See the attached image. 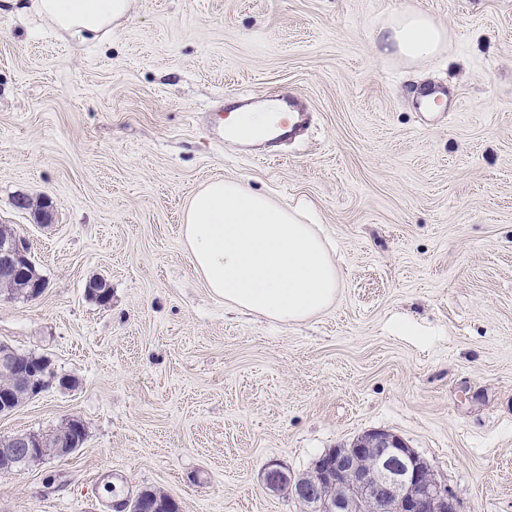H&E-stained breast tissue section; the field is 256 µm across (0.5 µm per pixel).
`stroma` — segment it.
I'll return each mask as SVG.
<instances>
[{
  "label": "stroma",
  "instance_id": "35a3bbf8",
  "mask_svg": "<svg viewBox=\"0 0 512 512\" xmlns=\"http://www.w3.org/2000/svg\"><path fill=\"white\" fill-rule=\"evenodd\" d=\"M405 9L446 28L439 56L377 50ZM276 92L311 115L299 141L225 140V109ZM216 178L306 204L341 272L327 311L284 325L206 288L182 213ZM0 224L46 282L0 295V343L75 382L0 415V439L87 429L0 474V512H114L144 490L302 512L265 462L298 477L375 429L459 512H512V0H133L96 44L1 8Z\"/></svg>",
  "mask_w": 512,
  "mask_h": 512
}]
</instances>
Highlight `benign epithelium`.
Listing matches in <instances>:
<instances>
[{
    "label": "benign epithelium",
    "mask_w": 512,
    "mask_h": 512,
    "mask_svg": "<svg viewBox=\"0 0 512 512\" xmlns=\"http://www.w3.org/2000/svg\"><path fill=\"white\" fill-rule=\"evenodd\" d=\"M0 279L17 280L25 288V298H36L46 288L29 258L26 242L11 234L0 238ZM35 362L24 360L13 350H0V367L11 374L12 387L0 389V414L17 408L9 391L23 392L34 399L47 384L36 385L31 376ZM84 422L71 418L55 434V454L64 458L82 443L79 434ZM43 438L36 434L17 435L0 443V471L40 454ZM264 487L297 499L307 512H458L448 486L430 477L425 461L398 436L384 430L371 431L350 448L328 452L306 477L294 478L277 460L262 468ZM321 484L334 488L330 499L317 497Z\"/></svg>",
    "instance_id": "benign-epithelium-1"
}]
</instances>
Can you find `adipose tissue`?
<instances>
[{
	"instance_id": "adipose-tissue-1",
	"label": "adipose tissue",
	"mask_w": 512,
	"mask_h": 512,
	"mask_svg": "<svg viewBox=\"0 0 512 512\" xmlns=\"http://www.w3.org/2000/svg\"><path fill=\"white\" fill-rule=\"evenodd\" d=\"M133 0H33L57 31L98 40L127 19ZM378 48L416 61L438 54L448 32L428 15L405 10L376 34ZM183 238L192 266L225 305L283 324L326 311L339 291L336 264L300 209L215 179L190 199Z\"/></svg>"
}]
</instances>
